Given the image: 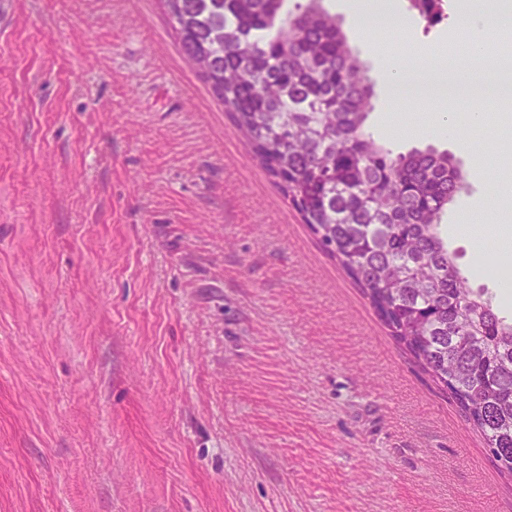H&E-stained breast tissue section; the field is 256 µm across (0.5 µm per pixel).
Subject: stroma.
<instances>
[{
	"label": "stroma",
	"instance_id": "1",
	"mask_svg": "<svg viewBox=\"0 0 512 512\" xmlns=\"http://www.w3.org/2000/svg\"><path fill=\"white\" fill-rule=\"evenodd\" d=\"M370 131L459 161L448 248L500 296V107L464 144L389 101ZM458 0L408 68L454 64ZM485 173H477V161ZM486 220L461 229L460 214ZM0 512H512V476L256 160L159 0H14L0 24Z\"/></svg>",
	"mask_w": 512,
	"mask_h": 512
}]
</instances>
